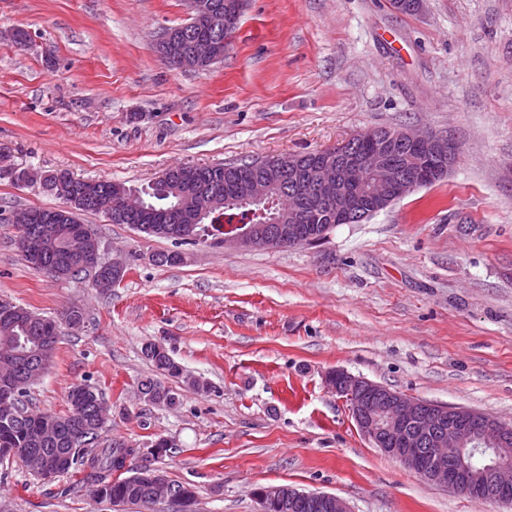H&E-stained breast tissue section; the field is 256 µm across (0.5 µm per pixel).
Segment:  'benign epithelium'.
I'll return each instance as SVG.
<instances>
[{
	"mask_svg": "<svg viewBox=\"0 0 512 512\" xmlns=\"http://www.w3.org/2000/svg\"><path fill=\"white\" fill-rule=\"evenodd\" d=\"M189 23L226 26L238 23L244 0H185ZM156 49L165 59L175 55L172 34L163 31L156 39ZM222 54L212 39L199 36L190 48L189 61L209 65L220 61ZM398 149H408L432 158L424 167L407 171L393 160ZM458 155L454 142L434 132H414L395 129L388 135L367 130L336 147L307 156L285 155L281 166L288 169V223L250 224L225 228L224 244L238 247H296L322 240L336 224H350L373 215L417 188L428 185L447 174ZM283 179L254 176L239 185L238 196L251 203L263 202L272 191L281 187ZM117 196L123 211L137 214L143 210L141 194L119 183ZM217 205L206 195L198 199L193 222L180 236L188 238L194 223L216 214ZM322 213L329 219L322 232L313 234L306 225L313 216ZM16 225L18 237L30 242L26 252L30 265L44 273L40 257L57 242V232L44 226L34 230L35 214L31 210L14 211L7 217ZM62 249L87 259L84 268L92 275V285L101 282L100 274L110 270L120 275L124 262L103 257L102 243L91 230L68 235ZM49 349L43 344L28 345V339H16L0 347V416L15 418L19 411L22 388L36 383L43 375ZM329 385L348 399L352 417L362 434L382 453L395 458L426 481L453 492L470 493L482 477L492 479L495 495L492 499L512 504V427L498 420L463 407L404 395L386 386L355 377L343 369L328 374ZM428 439L435 452L422 456L415 450L413 434ZM468 445L473 452L489 451L494 463L474 472L464 465L448 471L446 462ZM4 452L21 457L31 472L51 478L68 467L66 453L42 455L31 448H6ZM138 480L156 491L155 501L164 504L166 512L178 509L193 512L185 498L174 505V493L165 478L158 473L138 475ZM300 492L284 487H267L256 495L258 512H265L270 502L286 503Z\"/></svg>",
	"mask_w": 512,
	"mask_h": 512,
	"instance_id": "7a95c632",
	"label": "benign epithelium"
}]
</instances>
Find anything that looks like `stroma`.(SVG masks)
<instances>
[{"label":"stroma","instance_id":"obj_1","mask_svg":"<svg viewBox=\"0 0 512 512\" xmlns=\"http://www.w3.org/2000/svg\"><path fill=\"white\" fill-rule=\"evenodd\" d=\"M184 0H0V150L23 168L140 188L177 165L306 154L377 128L458 146L441 181L319 243L181 247L101 214L81 221L127 265L103 293L34 271L0 221V298L45 316L82 307L31 391L62 412L98 388L100 443L173 438L159 460L197 512H257L259 487L343 498L351 512H512L436 487L384 455L326 382L348 373L512 424V0H246L231 44L170 69L157 32ZM29 34L27 47L11 39ZM39 183L0 178V206L54 208ZM181 250L159 266L151 256ZM166 346L212 389L144 403L141 348ZM0 512H139L95 500L82 475L45 481L0 459Z\"/></svg>","mask_w":512,"mask_h":512}]
</instances>
